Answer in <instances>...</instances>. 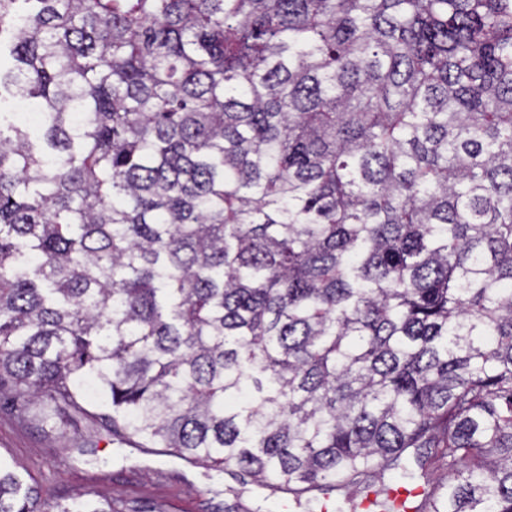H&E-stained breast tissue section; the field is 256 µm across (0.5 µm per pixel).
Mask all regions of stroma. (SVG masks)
Segmentation results:
<instances>
[{
    "mask_svg": "<svg viewBox=\"0 0 512 512\" xmlns=\"http://www.w3.org/2000/svg\"><path fill=\"white\" fill-rule=\"evenodd\" d=\"M91 441L95 453H82ZM0 461L51 501L100 492L125 501L133 512H214L224 502L222 474L109 443L97 424L61 433L0 412Z\"/></svg>",
    "mask_w": 512,
    "mask_h": 512,
    "instance_id": "35a3bbf8",
    "label": "stroma"
}]
</instances>
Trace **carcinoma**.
Instances as JSON below:
<instances>
[{
    "mask_svg": "<svg viewBox=\"0 0 512 512\" xmlns=\"http://www.w3.org/2000/svg\"><path fill=\"white\" fill-rule=\"evenodd\" d=\"M6 403L224 512H512V0H0Z\"/></svg>",
    "mask_w": 512,
    "mask_h": 512,
    "instance_id": "carcinoma-1",
    "label": "carcinoma"
}]
</instances>
